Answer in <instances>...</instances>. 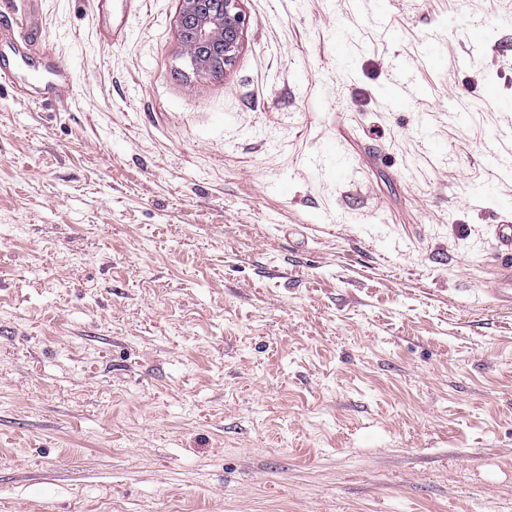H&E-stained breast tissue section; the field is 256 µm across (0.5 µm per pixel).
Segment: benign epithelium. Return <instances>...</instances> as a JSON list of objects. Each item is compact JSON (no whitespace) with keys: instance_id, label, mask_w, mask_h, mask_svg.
<instances>
[{"instance_id":"1","label":"benign epithelium","mask_w":512,"mask_h":512,"mask_svg":"<svg viewBox=\"0 0 512 512\" xmlns=\"http://www.w3.org/2000/svg\"><path fill=\"white\" fill-rule=\"evenodd\" d=\"M246 17L241 0H180L176 18L184 60L192 71L211 73V59L232 65L244 43Z\"/></svg>"}]
</instances>
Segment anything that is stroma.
<instances>
[{
  "mask_svg": "<svg viewBox=\"0 0 512 512\" xmlns=\"http://www.w3.org/2000/svg\"><path fill=\"white\" fill-rule=\"evenodd\" d=\"M179 7L0 84V512H512V0ZM242 0H180L176 18L184 60L192 71L211 74V59L220 55L224 72L244 43L246 17ZM45 72L44 87L53 93L55 100L63 99L70 88V71L63 64H50Z\"/></svg>",
  "mask_w": 512,
  "mask_h": 512,
  "instance_id": "stroma-1",
  "label": "stroma"
}]
</instances>
